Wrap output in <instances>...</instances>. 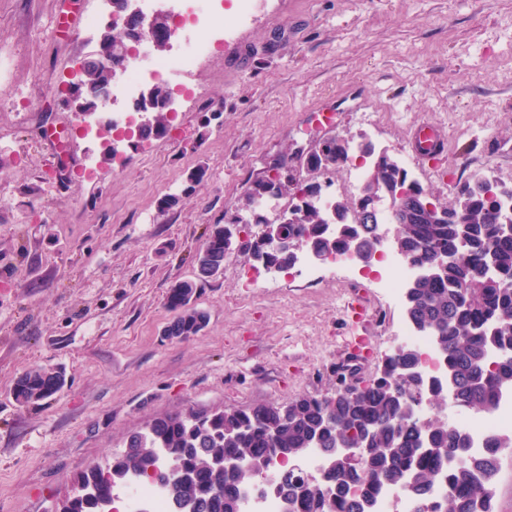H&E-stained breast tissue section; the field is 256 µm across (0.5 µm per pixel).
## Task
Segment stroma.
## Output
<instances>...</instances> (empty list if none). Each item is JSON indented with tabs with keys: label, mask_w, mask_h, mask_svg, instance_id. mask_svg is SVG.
<instances>
[{
	"label": "stroma",
	"mask_w": 512,
	"mask_h": 512,
	"mask_svg": "<svg viewBox=\"0 0 512 512\" xmlns=\"http://www.w3.org/2000/svg\"><path fill=\"white\" fill-rule=\"evenodd\" d=\"M95 13L111 9L0 0V512H51L156 418L322 394L349 363V383L376 374L405 314L369 271L253 294L238 247L197 290L205 329L164 334L207 228L249 217L248 182L284 150L329 133L398 158L427 123L447 148L410 176L440 200L476 173L512 185V0H254L207 68L169 77L190 98L163 136L123 145L118 175L56 87L96 50ZM37 367L67 382L18 406Z\"/></svg>",
	"instance_id": "35a3bbf8"
}]
</instances>
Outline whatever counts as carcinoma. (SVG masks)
<instances>
[{
	"mask_svg": "<svg viewBox=\"0 0 512 512\" xmlns=\"http://www.w3.org/2000/svg\"><path fill=\"white\" fill-rule=\"evenodd\" d=\"M96 97L106 85L88 57L82 74ZM170 115L159 110L138 130V140L164 134ZM355 148L345 137L333 135L322 153L307 160L284 152L277 165L247 189V204H260L272 196L302 194L298 224L269 222L277 236L300 237L309 248L331 255L356 245L376 247L380 226L359 218L368 198L363 193L390 195L399 209L395 245L417 267L432 259L448 257V271L435 278L416 277L406 286L408 323L432 338L444 361L448 388L429 383L416 368L415 354L406 347L386 357L380 374L360 392L339 387L316 396H303L280 406L260 405L241 411L188 413L159 418L143 432L129 435L125 451L114 463V473L89 469L78 476L81 494L69 512H113L115 492L132 479L147 480L167 462L171 478L162 482L169 492L173 512H242L243 490L252 475L244 469L217 466L226 456L249 458L261 452L292 461L310 448H319L330 462V484L284 471L278 485L285 512H363L375 503L383 489L411 477L409 492L426 512L430 492L438 484L447 487L437 512H493V480L500 455L512 447V437L491 439L488 452L468 456L469 439L459 429L435 416L422 422L416 405L427 400L441 407L447 394L470 409L493 411L501 388L512 387V234L503 231L501 213L512 202V186L476 174L456 185L452 199L442 201L416 185L412 197L398 200L408 174L397 159L382 154L372 160L370 174L356 196L339 198L329 210L316 203L322 177L347 164ZM255 261L264 266L289 265L292 253L273 254L262 235L242 242ZM224 226L215 225L196 254L195 276L170 289L167 302L176 316L165 335L186 339L196 335L207 316L189 308L198 284L219 275L228 254ZM66 373L57 368H37L20 377L13 398L20 406L52 399L65 385ZM348 448H364L363 456L348 466L333 461L338 442Z\"/></svg>",
	"mask_w": 512,
	"mask_h": 512,
	"instance_id": "cac0c4a2",
	"label": "carcinoma"
}]
</instances>
